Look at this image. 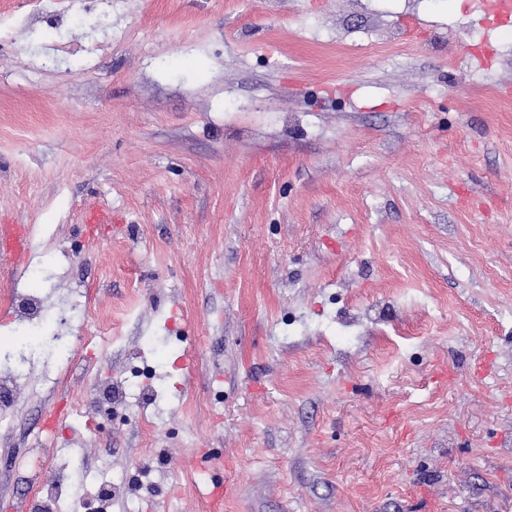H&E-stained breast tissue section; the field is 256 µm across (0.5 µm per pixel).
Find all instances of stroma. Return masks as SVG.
I'll return each instance as SVG.
<instances>
[{"instance_id": "35a3bbf8", "label": "stroma", "mask_w": 512, "mask_h": 512, "mask_svg": "<svg viewBox=\"0 0 512 512\" xmlns=\"http://www.w3.org/2000/svg\"><path fill=\"white\" fill-rule=\"evenodd\" d=\"M33 2L0 0V225L31 239L0 247V346L13 292L51 317L0 428V512L116 477L110 512H512V22ZM133 358L159 389H126ZM105 381L130 423L45 432Z\"/></svg>"}]
</instances>
